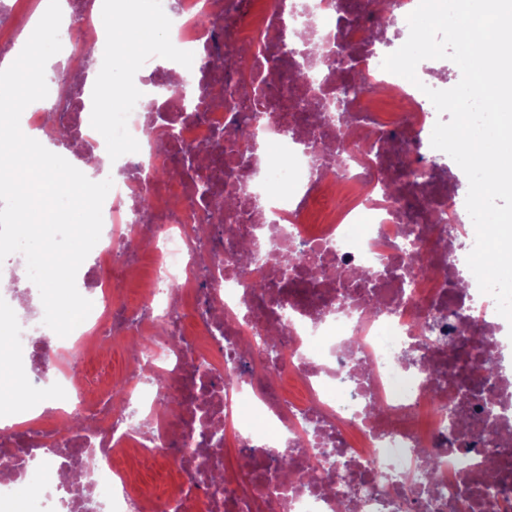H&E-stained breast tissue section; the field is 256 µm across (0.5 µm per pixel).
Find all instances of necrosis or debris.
Listing matches in <instances>:
<instances>
[{
    "label": "necrosis or debris",
    "mask_w": 512,
    "mask_h": 512,
    "mask_svg": "<svg viewBox=\"0 0 512 512\" xmlns=\"http://www.w3.org/2000/svg\"><path fill=\"white\" fill-rule=\"evenodd\" d=\"M353 2L225 0L216 41L199 22L206 0H178L168 50L217 51L224 68L195 69L200 109L174 91L125 112L130 149L117 161L137 176L114 182L102 206L99 306L64 347L16 307L18 289L0 292L15 382L43 406L33 418L16 400V422L0 429V512H21L17 487L41 471L56 478L40 484L33 512H512V325L468 274L466 196L429 159L438 114L424 90L446 81L421 69L420 89L381 67L419 0H388L399 25L376 42V13ZM73 20L79 39L63 41L57 65L86 73L101 31L87 9ZM340 39L361 78L344 112L326 62ZM150 122L188 148L230 134L205 175L240 205L200 199L194 170L166 177L172 156L144 141ZM141 242L150 265L133 294ZM287 251L298 258L288 276ZM490 342L498 368L477 375L469 360ZM278 446L291 476L262 454ZM331 449L337 475L322 465ZM132 460L166 461L179 481L144 493Z\"/></svg>",
    "instance_id": "4bbe7bcc"
}]
</instances>
